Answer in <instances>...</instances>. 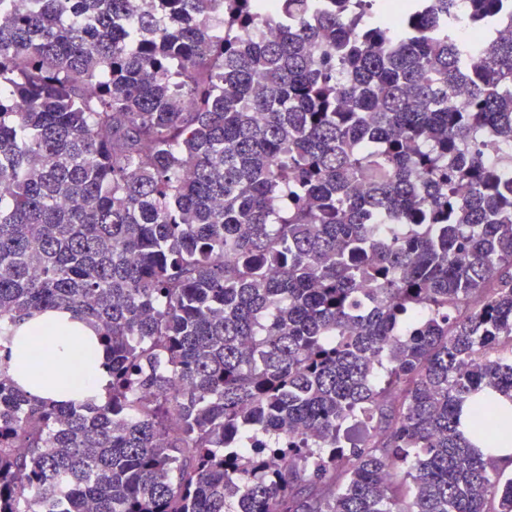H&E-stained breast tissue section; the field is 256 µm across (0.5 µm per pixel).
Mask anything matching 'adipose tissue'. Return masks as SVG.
Returning <instances> with one entry per match:
<instances>
[{
  "instance_id": "1",
  "label": "adipose tissue",
  "mask_w": 512,
  "mask_h": 512,
  "mask_svg": "<svg viewBox=\"0 0 512 512\" xmlns=\"http://www.w3.org/2000/svg\"><path fill=\"white\" fill-rule=\"evenodd\" d=\"M8 351L11 375L33 399L100 403L107 395L106 350L96 330L70 312L21 321Z\"/></svg>"
}]
</instances>
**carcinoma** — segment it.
I'll use <instances>...</instances> for the list:
<instances>
[{
  "instance_id": "carcinoma-1",
  "label": "carcinoma",
  "mask_w": 512,
  "mask_h": 512,
  "mask_svg": "<svg viewBox=\"0 0 512 512\" xmlns=\"http://www.w3.org/2000/svg\"><path fill=\"white\" fill-rule=\"evenodd\" d=\"M467 5L472 60L457 0H0V341L65 308L112 375L0 355V512H512V13ZM457 34L462 43L468 46L471 53L478 54L484 47L481 28L471 25L467 19L465 2L457 6ZM8 351L10 374L31 398L105 400L112 381L106 350L96 330L70 312L52 310L21 321Z\"/></svg>"
}]
</instances>
